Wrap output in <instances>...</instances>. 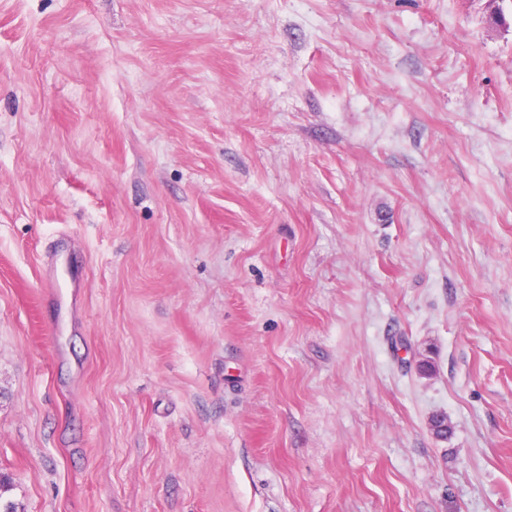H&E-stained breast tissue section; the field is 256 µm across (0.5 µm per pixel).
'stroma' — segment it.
<instances>
[{
	"label": "stroma",
	"instance_id": "35a3bbf8",
	"mask_svg": "<svg viewBox=\"0 0 512 512\" xmlns=\"http://www.w3.org/2000/svg\"><path fill=\"white\" fill-rule=\"evenodd\" d=\"M1 473L512 512V0H0Z\"/></svg>",
	"mask_w": 512,
	"mask_h": 512
}]
</instances>
